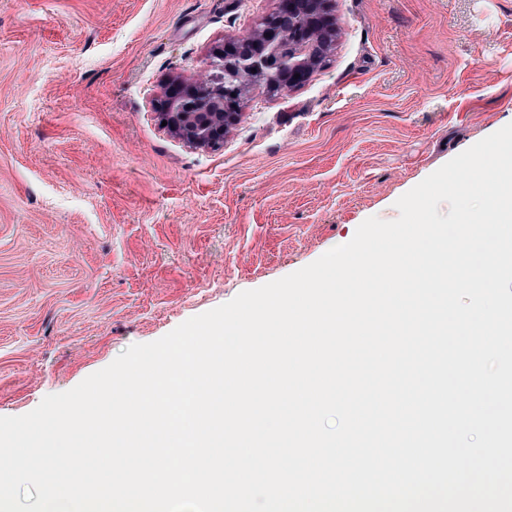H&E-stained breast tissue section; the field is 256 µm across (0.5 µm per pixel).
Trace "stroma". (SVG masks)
Wrapping results in <instances>:
<instances>
[{"label": "stroma", "mask_w": 512, "mask_h": 512, "mask_svg": "<svg viewBox=\"0 0 512 512\" xmlns=\"http://www.w3.org/2000/svg\"><path fill=\"white\" fill-rule=\"evenodd\" d=\"M278 0H0V416L348 243L512 123V0H333L290 91L215 149L163 126Z\"/></svg>", "instance_id": "35a3bbf8"}]
</instances>
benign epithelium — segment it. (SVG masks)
Instances as JSON below:
<instances>
[{
	"label": "benign epithelium",
	"mask_w": 512,
	"mask_h": 512,
	"mask_svg": "<svg viewBox=\"0 0 512 512\" xmlns=\"http://www.w3.org/2000/svg\"><path fill=\"white\" fill-rule=\"evenodd\" d=\"M279 10L292 18L288 28H279L281 20L272 13L246 41L286 38L288 57L262 55L255 50L243 53L235 50L234 42L230 41L222 50L226 76L221 83H216L211 75L191 82L170 78L156 106L166 116L172 132L191 145L216 147L242 116L240 95L244 86L239 84L240 80L276 70L282 73L281 90L289 91L313 73L320 57L327 52L323 34L335 27L331 0H280Z\"/></svg>",
	"instance_id": "benign-epithelium-1"
}]
</instances>
